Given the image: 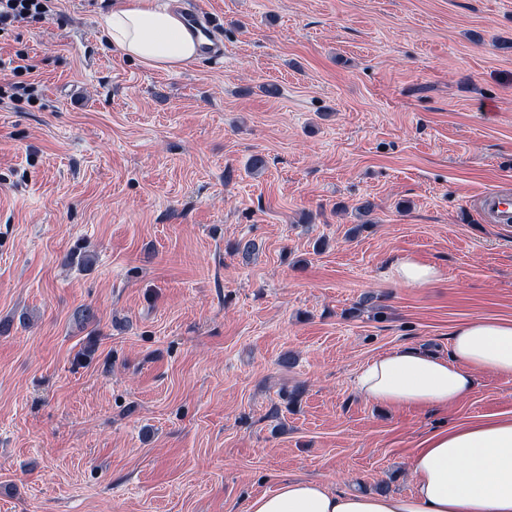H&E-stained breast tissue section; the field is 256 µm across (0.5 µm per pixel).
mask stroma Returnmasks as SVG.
Instances as JSON below:
<instances>
[{
  "label": "stroma",
  "instance_id": "stroma-1",
  "mask_svg": "<svg viewBox=\"0 0 512 512\" xmlns=\"http://www.w3.org/2000/svg\"><path fill=\"white\" fill-rule=\"evenodd\" d=\"M112 2L0 36L38 88L0 98V512L405 494L424 437L512 413L489 373L448 409L354 387L512 318V224L480 204L512 193V0H200L224 58L175 70L109 44ZM401 257L438 279L400 285Z\"/></svg>",
  "mask_w": 512,
  "mask_h": 512
}]
</instances>
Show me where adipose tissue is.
I'll use <instances>...</instances> for the list:
<instances>
[{
	"label": "adipose tissue",
	"instance_id": "adipose-tissue-1",
	"mask_svg": "<svg viewBox=\"0 0 512 512\" xmlns=\"http://www.w3.org/2000/svg\"><path fill=\"white\" fill-rule=\"evenodd\" d=\"M112 46L141 63L176 69L198 41L166 0H119L104 15ZM512 377V319L455 326L447 355L401 346L366 362L356 378L365 399L386 407H448L471 396L478 376ZM407 494L334 490L305 477L251 496L246 512H512V414H490L427 435L408 462Z\"/></svg>",
	"mask_w": 512,
	"mask_h": 512
}]
</instances>
